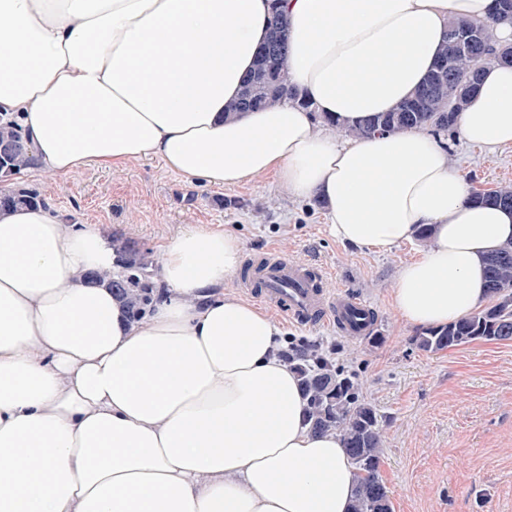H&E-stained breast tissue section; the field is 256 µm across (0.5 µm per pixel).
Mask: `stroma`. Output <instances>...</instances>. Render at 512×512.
Returning a JSON list of instances; mask_svg holds the SVG:
<instances>
[{"label":"stroma","mask_w":512,"mask_h":512,"mask_svg":"<svg viewBox=\"0 0 512 512\" xmlns=\"http://www.w3.org/2000/svg\"><path fill=\"white\" fill-rule=\"evenodd\" d=\"M443 144L472 190L512 186V147L486 152L454 135ZM17 181L38 189L66 223L126 234L155 261L179 232L198 227L236 236L246 263L277 249L329 269L324 288L373 308L372 337L278 313L273 319L282 335L336 348L337 368L357 374L384 431L379 472L392 512H512V342L476 340L439 352L416 346L420 329L398 316L391 294L399 268L424 240L362 249L331 236L323 207L291 196L272 177L214 186L168 172L156 159L51 181L26 169Z\"/></svg>","instance_id":"1"}]
</instances>
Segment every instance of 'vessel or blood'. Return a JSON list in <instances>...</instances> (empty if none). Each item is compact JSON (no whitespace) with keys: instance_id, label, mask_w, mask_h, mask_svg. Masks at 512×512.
I'll return each mask as SVG.
<instances>
[{"instance_id":"b4317fda","label":"vessel or blood","mask_w":512,"mask_h":512,"mask_svg":"<svg viewBox=\"0 0 512 512\" xmlns=\"http://www.w3.org/2000/svg\"><path fill=\"white\" fill-rule=\"evenodd\" d=\"M326 277L324 269H311L274 251L261 274L263 285L252 296L300 323L326 321L345 332L370 331V324L360 319L367 304L351 294L324 289Z\"/></svg>"}]
</instances>
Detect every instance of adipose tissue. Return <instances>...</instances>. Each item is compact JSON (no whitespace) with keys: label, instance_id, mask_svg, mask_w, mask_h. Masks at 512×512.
Masks as SVG:
<instances>
[{"label":"adipose tissue","instance_id":"adipose-tissue-1","mask_svg":"<svg viewBox=\"0 0 512 512\" xmlns=\"http://www.w3.org/2000/svg\"><path fill=\"white\" fill-rule=\"evenodd\" d=\"M281 6L289 83L316 110L284 100L229 118L270 0H0V124L21 127L47 177L148 158L215 186L272 173L324 200L341 242L388 251L430 227L399 270L397 314L436 327L480 307L512 209L475 200L423 131L342 135L411 97L449 20H488L492 0ZM456 131L512 146V67L483 66ZM241 262L234 235L182 232L134 324L85 280L115 271L94 225L0 211V512H350L357 470L336 432L307 425L278 325L224 291Z\"/></svg>","mask_w":512,"mask_h":512}]
</instances>
